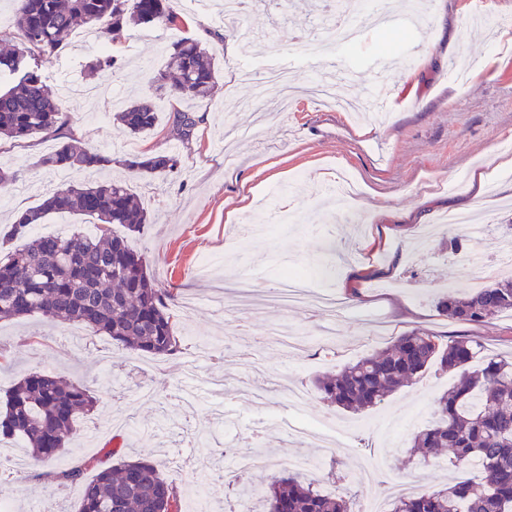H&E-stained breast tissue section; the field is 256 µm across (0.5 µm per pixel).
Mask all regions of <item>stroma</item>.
I'll list each match as a JSON object with an SVG mask.
<instances>
[{"mask_svg": "<svg viewBox=\"0 0 512 512\" xmlns=\"http://www.w3.org/2000/svg\"><path fill=\"white\" fill-rule=\"evenodd\" d=\"M172 5L182 24L130 28L114 50L117 73L87 80V66L102 48L75 39L40 73L56 89L91 82L126 101L151 97L150 78L171 44L191 37L212 50L218 93L208 102L158 101L153 133L124 132L106 99L63 100L83 145L113 159L108 167L72 173L71 182L128 181L150 215L131 245L146 256L158 287L193 297L189 309L173 310L182 352L137 358L79 324L2 320L0 396L37 370L82 380L97 403L80 419L59 463L100 460L115 446L153 458L182 487L183 512H194L200 490L211 512L238 498L237 484L213 482L207 472L191 469L192 457L208 449L215 452L216 469L237 451L259 456L250 475L256 484L284 469L292 454L305 452L316 464L309 480L330 494L352 489L371 501L374 512H389L397 495L432 492L465 477L466 469L445 461L414 468L405 459L411 434L430 422L433 402L454 383V374L428 369L366 415L328 405L314 380L416 327L466 335L489 352L512 356V313L477 325L448 321L436 309L446 289L469 290L461 272L465 261L486 265L492 277L512 250V169L477 193L467 183L472 173L512 158V35L492 25L464 46L451 35L409 62L404 51L413 32L374 26L366 0H338L339 10L365 29L357 46L335 52L340 68L355 71L340 83V93L364 102L372 64L379 59L386 68L389 116L372 123L319 102L311 91L323 65L326 12L320 2L247 0L245 42L211 0ZM463 52L476 66L461 84L448 65ZM277 67L295 74L287 105L273 103L260 123L254 113L235 111L236 99L249 92L238 80L240 69L259 80ZM177 110L198 120L190 142L171 132ZM54 147L39 134L0 144V165L18 175L0 189V228L40 204L52 173L36 162ZM149 150L176 152L179 173L131 175L124 160ZM453 213L473 214L477 228L457 250L442 234ZM291 266L306 271L311 293L337 300L335 315L285 302L226 314L225 277L248 274L260 293L271 295ZM281 325L306 336L308 346L284 351L270 335ZM292 388L309 393L307 408L291 407ZM301 420L324 430L328 447H303L282 428ZM37 470L29 459L19 467L0 463V487L13 512L35 506L77 512L80 486L41 495Z\"/></svg>", "mask_w": 512, "mask_h": 512, "instance_id": "1", "label": "stroma"}]
</instances>
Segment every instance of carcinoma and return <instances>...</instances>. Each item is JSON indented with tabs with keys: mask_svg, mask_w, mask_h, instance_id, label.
Segmentation results:
<instances>
[{
	"mask_svg": "<svg viewBox=\"0 0 512 512\" xmlns=\"http://www.w3.org/2000/svg\"><path fill=\"white\" fill-rule=\"evenodd\" d=\"M12 26L0 41V76L15 78L0 91V141L12 143L42 133L56 141L38 165L54 171H85L112 164V158L84 147L75 137L71 117L42 79L39 63L56 57L78 25L95 30L114 44L131 25L170 27L180 16L169 0H14ZM155 100L204 101L218 90L215 58L200 42L171 45L152 79ZM155 100L123 104L114 119L130 134L151 132L157 123ZM196 120L186 112L174 116L172 132L191 138ZM125 166L143 178L173 172L179 156L161 153L135 157ZM49 215L89 216L95 235H29ZM148 212L122 182L63 184L34 208L23 212L0 234V243L24 242L0 258V320L39 315L53 322L85 324L134 355L167 358L180 352L170 306L177 297L157 287L145 257L112 230L119 224L138 233ZM436 309L451 322L480 324L512 312V278L494 279L466 293L448 291ZM454 371L457 380L434 404L433 419L415 431L410 448L417 463L448 458L456 467L475 466L482 477L464 479L443 489L400 496L391 512H512V360L488 353L466 337L443 342L413 328L390 345L317 378L324 400L354 412L381 405L428 368ZM96 399L83 385L34 371L6 395L0 413V441L20 440L40 466L37 480L48 492L83 483L78 512H181V489L146 458H129L110 448L116 459L100 466L92 459L69 467L54 461L74 438L77 417L93 410ZM96 471L84 481L87 469ZM260 512H354V500L326 494L300 473L270 477L261 491Z\"/></svg>",
	"mask_w": 512,
	"mask_h": 512,
	"instance_id": "cac0c4a2",
	"label": "carcinoma"
}]
</instances>
